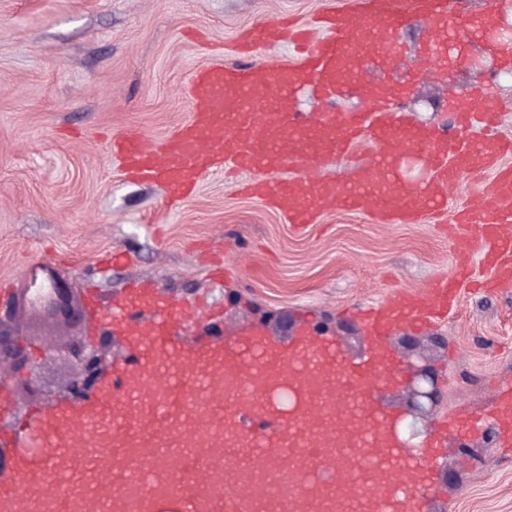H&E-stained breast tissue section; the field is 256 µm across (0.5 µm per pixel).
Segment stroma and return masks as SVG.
I'll return each mask as SVG.
<instances>
[{"mask_svg":"<svg viewBox=\"0 0 512 512\" xmlns=\"http://www.w3.org/2000/svg\"><path fill=\"white\" fill-rule=\"evenodd\" d=\"M354 0H0V301L27 271L45 263L79 296L95 291L99 313L84 336L95 340L125 283L139 276L158 295L221 314L218 330L240 335L252 323L291 336L302 319L330 326L351 357L368 349L349 310L398 292L422 290L454 267L458 229L452 213L478 187L472 172L453 176L440 224H382L369 215L322 210L298 227L214 175L184 202L169 206L156 185L126 180L109 153L113 136L155 143L189 110L188 79L198 68L233 61L242 31L290 15L300 22ZM458 44L446 59L415 74L425 19L395 32L404 60L382 58L380 42L361 48L362 78L329 105L310 93L298 112H358L373 94L389 98L412 125L447 126L464 90L490 80L501 105L499 133L512 140V70L488 28L512 27V0H452ZM364 145L302 180L339 185L371 164ZM432 349L440 402L421 425L418 446L451 417L494 410L499 383L512 382V284L462 286L445 320L416 330ZM441 468L425 493L430 512H512V447L497 426L469 434L448 430L438 445Z\"/></svg>","mask_w":512,"mask_h":512,"instance_id":"1","label":"stroma"}]
</instances>
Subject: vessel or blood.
<instances>
[{
  "label": "vessel or blood",
  "mask_w": 512,
  "mask_h": 512,
  "mask_svg": "<svg viewBox=\"0 0 512 512\" xmlns=\"http://www.w3.org/2000/svg\"><path fill=\"white\" fill-rule=\"evenodd\" d=\"M430 19L426 60L446 57L454 27L448 0H362L353 8L319 12L310 29L262 23L242 37L250 60L194 72L186 120L158 145L134 134L113 137L110 151L123 173L162 186L169 200L188 198L204 176L227 165L258 177L248 193L287 215L315 223L321 207L372 209L397 224L430 222L447 203L459 169L486 174L482 191L455 217L484 264L512 280V141L495 135L497 107L489 81L474 83L456 115L479 128L482 144L417 130L390 112L386 97L361 112L294 111L296 93L310 86L337 99L350 90L342 65L361 35L376 33L387 56H401L393 34L411 16ZM290 40L298 61L280 68L256 59L257 48ZM426 150L431 175L410 200L387 189V159L397 138ZM371 142L378 156L364 183L374 194L282 178L287 165L320 164L332 154ZM459 288L445 276L415 293L400 292L360 317L370 340L367 358L348 360L334 338L302 325L291 343L259 327L230 340L181 343L197 309L159 298L139 281L112 305L113 331L128 357L109 370L99 393L75 404L36 409L9 436L13 448H41L37 461L19 458L0 481V512H424L412 483L378 478L404 458L377 386L398 365L386 341L401 325L446 315ZM495 420L512 447V386L501 390Z\"/></svg>",
  "instance_id": "1"
}]
</instances>
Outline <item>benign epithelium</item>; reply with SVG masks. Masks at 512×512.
I'll return each instance as SVG.
<instances>
[{
  "instance_id": "benign-epithelium-1",
  "label": "benign epithelium",
  "mask_w": 512,
  "mask_h": 512,
  "mask_svg": "<svg viewBox=\"0 0 512 512\" xmlns=\"http://www.w3.org/2000/svg\"><path fill=\"white\" fill-rule=\"evenodd\" d=\"M85 320L75 290L48 265H37L24 278L5 307H0V381L24 376L23 389L29 395H41L52 403L61 398L76 402L97 389L104 370L112 364V333L103 332L95 342L86 341L76 333ZM62 324L71 331L62 348L48 345L44 359H62L72 365L73 372L63 389L47 391L39 382L40 363L33 359L30 346L20 340L38 325ZM404 369L405 414L410 422L390 425V432L405 447H414L419 436L418 423L430 415L439 403L433 368L423 361L409 359L419 345L414 336L399 338Z\"/></svg>"
}]
</instances>
